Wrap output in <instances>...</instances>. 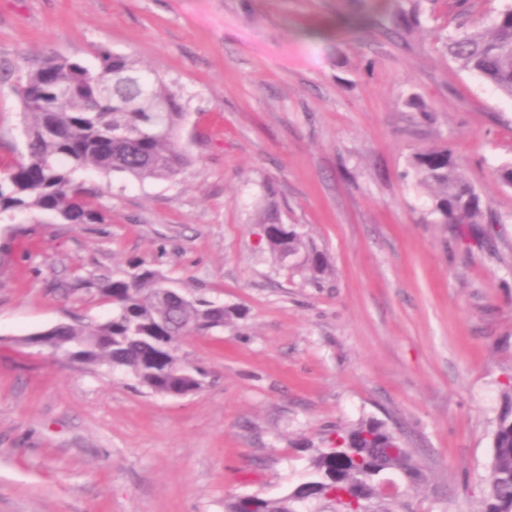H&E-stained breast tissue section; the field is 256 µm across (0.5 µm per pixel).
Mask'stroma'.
Segmentation results:
<instances>
[{
  "instance_id": "35a3bbf8",
  "label": "stroma",
  "mask_w": 512,
  "mask_h": 512,
  "mask_svg": "<svg viewBox=\"0 0 512 512\" xmlns=\"http://www.w3.org/2000/svg\"><path fill=\"white\" fill-rule=\"evenodd\" d=\"M505 0H0V164L19 158L13 86L48 54L135 58L174 83L193 162L176 181L94 168L101 224L0 223V512H224L278 497L307 451L375 420L423 469L407 512H479L512 385V98L440 49L457 14ZM449 146L488 236L432 223L407 177ZM325 252L321 284L280 266L266 215ZM146 259L240 316L179 343L207 374L184 397L22 337L111 305L76 276Z\"/></svg>"
}]
</instances>
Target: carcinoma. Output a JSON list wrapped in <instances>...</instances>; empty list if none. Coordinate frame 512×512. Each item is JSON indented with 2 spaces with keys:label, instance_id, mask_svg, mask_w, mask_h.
Returning a JSON list of instances; mask_svg holds the SVG:
<instances>
[{
  "label": "carcinoma",
  "instance_id": "1",
  "mask_svg": "<svg viewBox=\"0 0 512 512\" xmlns=\"http://www.w3.org/2000/svg\"><path fill=\"white\" fill-rule=\"evenodd\" d=\"M442 51L458 66L477 74L512 97V7L488 28L456 30L441 39ZM97 65L48 57L19 77L14 92L26 123L25 152L0 174V217L21 212L52 213L70 224H99L103 213L89 204L92 193L77 173L92 166L137 181L176 180L191 164L180 143L183 112L177 93L158 74L151 76L128 55L98 50ZM136 73L145 85L117 84L109 77ZM167 103L169 112L156 111ZM417 185L434 189L430 215L435 224L482 223L481 198L466 179L452 150L428 147L410 160ZM268 250L281 265L317 276L327 269L326 254L290 224L270 218L263 224ZM78 282L112 304L102 322L59 324L48 332L54 352L86 364H106L130 372L152 394L182 397L203 386L204 373L177 353L182 336L206 335L239 316L237 309L186 293L176 303L160 298L172 282L144 263H130L118 277ZM496 419L485 478L482 512L512 504V391L504 395ZM396 472L417 486L422 471L400 437L374 420L336 433L326 448L313 449L305 481L299 484L309 512H338L336 491L358 488L348 512H400L404 504L385 489L376 473ZM288 495L258 494L227 501L225 512H291Z\"/></svg>",
  "mask_w": 512,
  "mask_h": 512
}]
</instances>
